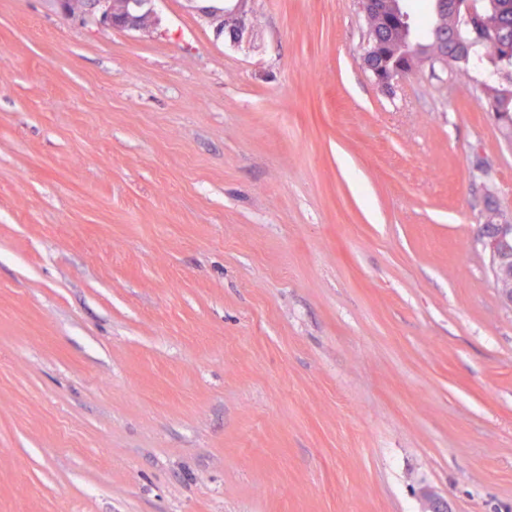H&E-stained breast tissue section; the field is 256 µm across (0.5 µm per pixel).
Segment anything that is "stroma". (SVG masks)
<instances>
[{"label": "stroma", "instance_id": "1", "mask_svg": "<svg viewBox=\"0 0 512 512\" xmlns=\"http://www.w3.org/2000/svg\"><path fill=\"white\" fill-rule=\"evenodd\" d=\"M251 7L0 0V512H512V143L357 0ZM86 9L89 13L95 16L97 22L101 25L112 27L113 29H122V30H136L143 28L146 26V22L149 19V15H144L146 18V22L142 18V13L138 11L140 5L137 4L139 2H143V0H134V2H128L127 0H122L123 2H128L127 4H133L136 9H132L129 7H123L122 9H116L112 7L111 9H107L104 7L103 2L101 0H89ZM192 2H219L224 4V11L215 5L199 7V11L208 17H221L222 19L220 20V24H218L217 30L220 34H223L221 33V21H224V32H226L233 41L239 40L248 28L249 15L251 13L248 4L253 2L251 0H192ZM228 2H233L234 4L226 7V3ZM501 214L495 207H487V214L484 215L483 224L480 226L478 243L488 256L489 272L495 288L503 290V286L497 282L512 283V222H499ZM485 224H492L486 227ZM502 302L512 307V292L503 291L500 294Z\"/></svg>", "mask_w": 512, "mask_h": 512}]
</instances>
